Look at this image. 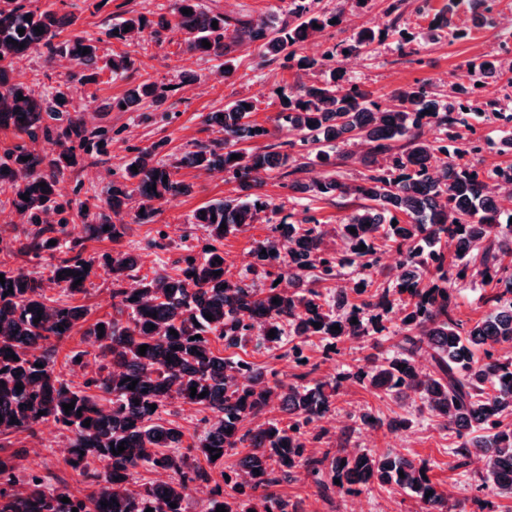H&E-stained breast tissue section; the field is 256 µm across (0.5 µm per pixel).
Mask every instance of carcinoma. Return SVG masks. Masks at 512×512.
Listing matches in <instances>:
<instances>
[{
    "instance_id": "carcinoma-1",
    "label": "carcinoma",
    "mask_w": 512,
    "mask_h": 512,
    "mask_svg": "<svg viewBox=\"0 0 512 512\" xmlns=\"http://www.w3.org/2000/svg\"><path fill=\"white\" fill-rule=\"evenodd\" d=\"M454 4L448 0L434 13L431 26L461 39L448 17ZM184 9L192 13L186 15ZM288 15L289 20L273 27L262 18H230L204 0H172L169 15L158 21L143 15L123 18L107 35L125 42L145 33L162 44L166 32L178 30L186 35L188 52L222 59L232 26L237 42H260L282 67L295 60L309 69L329 66L346 52L365 51L374 41L362 30L319 60L298 59L295 46L324 30L332 18L310 14L302 0H290ZM66 25L51 4L33 9L30 0H0V130L26 137L0 148V189L10 192L12 210L29 225L21 235H0L1 252L34 258L52 254L62 248L73 224L82 226L86 240L116 242L124 225L115 218L133 199H138L135 222L148 224L154 222L162 200L190 191L178 178L183 167L221 170L241 194L195 211L192 223L206 229L211 244L200 256L185 255L175 278L158 273L127 290L120 287V279L136 268V258L127 252L104 257V267L113 275L112 296L120 298L118 314H127L124 320L100 318L85 328L84 306L53 305L41 278L0 269L5 279L0 283V437L32 435L51 421L70 433L65 463L81 477L75 491L49 475L29 473L22 478L26 450L5 452L0 455V512H186L191 487L211 482L214 488L204 512H216L219 506L227 512H301L274 493L300 470L322 494L333 486L346 496L397 486L415 499L418 512H458L459 502L432 480L424 460L361 448L315 455L313 444L327 434L314 432L315 423L335 409L345 380L397 401L409 399L418 411L439 419L454 434L453 467L483 459L477 489L512 499V423L506 422L512 417V264H504L505 258H512V222L501 221L502 207L487 192L491 181L512 182V163L486 172L471 164L468 156L482 150V137L463 117L468 107L444 104L419 83L374 99L334 75L281 96L277 127L296 136L286 145L300 149L297 157L269 145L251 151L237 148L243 140L269 135L268 129L250 121L256 106L243 97L204 116V124L224 132V141L197 143L172 163L157 158L161 143L139 149L105 198H65L57 189L60 178L84 156L106 152L112 141L107 129H88L71 117L74 95L98 82L102 73L122 75L131 65L124 53L103 58L97 40L80 34L57 41ZM20 28L25 29L22 35ZM204 40L211 47L202 46ZM86 48L89 53L84 55ZM60 51L67 52L77 70L51 92L38 95L12 81L15 60L38 55L50 62ZM166 98L146 79L105 103L101 111L158 108ZM425 124L441 129L444 137L422 138L419 130ZM351 142L367 147L362 157L367 172L358 180L347 183L336 174L311 184L299 179L290 184L293 190L321 197L363 201L342 219L343 248L327 246L315 219L293 223L284 217L271 236L251 249L248 270L269 284L260 288L244 278L228 277L225 265L215 262L224 259V238L245 230L266 211L279 212L250 189L284 166L293 176L310 164H332L333 152L345 159L340 145ZM438 153L445 156L439 174L432 163ZM233 154L240 158L231 159ZM25 193L27 201L21 199ZM352 228L356 233H350ZM51 240L56 244L49 245ZM381 240L392 243L399 255L397 273L388 286L360 301L344 288L329 301L315 288L318 282L337 278L346 266L372 274ZM444 240L454 244L450 261L438 248ZM71 271L79 277L69 275ZM216 271L220 275H214ZM476 274L489 277L482 285L491 292L482 296L488 311L468 327L457 317L456 283ZM94 275L95 258L79 252L52 264L49 282L74 298L87 293ZM78 278L81 284L76 286ZM284 278L286 288L277 284ZM275 298L279 303H272ZM394 305L407 310L401 326L391 332L398 338L396 351L387 357L371 353L356 371L333 381L311 383L306 371L286 383L276 371L256 372L251 363L221 356L213 346L222 341L227 348L236 347L260 324L265 344L275 346L285 336L295 341L290 352L301 367L307 339L319 337L330 349L345 340H371L388 330L383 313ZM207 313L212 319L205 318ZM316 323L321 327H314ZM335 324L337 331L331 329ZM82 327L84 335L94 338V359L100 365L80 390L55 371V359L57 344ZM172 329L177 335L170 334ZM272 329L275 337L270 338ZM142 345L147 346L143 356ZM12 354L16 358H10ZM423 354L430 357L432 370L421 373L417 358ZM134 380L135 388L128 389ZM18 384L23 389H16ZM202 392L206 396L198 397ZM174 400L213 413L203 420L202 435L184 452L179 451V428L159 422L162 410ZM71 402L74 409L65 411L63 405ZM274 408L280 417H267ZM247 421L254 426L245 427ZM121 444L124 452L113 454L111 446ZM237 448L244 452L234 468L224 471V454ZM140 467L163 470L169 479L134 493L130 484ZM63 497L70 502H62ZM172 503L177 507H170Z\"/></svg>"
}]
</instances>
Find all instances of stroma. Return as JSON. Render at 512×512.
<instances>
[{"label":"stroma","mask_w":512,"mask_h":512,"mask_svg":"<svg viewBox=\"0 0 512 512\" xmlns=\"http://www.w3.org/2000/svg\"><path fill=\"white\" fill-rule=\"evenodd\" d=\"M59 14L74 17L72 32L100 37L119 18L143 14L149 19L167 13L172 0H56ZM312 13L339 16L340 22L301 44L299 55L321 58L334 44L349 39L361 29L373 30L376 40L370 51L351 56L345 67L348 79L377 97L417 83L428 84L431 92L441 100H458L470 104L472 122L486 141L484 149L472 156L479 170L487 171L503 163L499 143L512 132V87L505 81L486 79L476 84L471 63L485 59L506 61V47H512V36L495 25L474 24L470 0H461L452 17L453 25L465 29L461 39L434 34L428 15L419 13V0H402L399 25H392L389 7L393 0H306ZM289 0H214V10L229 16L263 18L272 25H281L288 18ZM185 36L179 31L169 32L163 44H155L137 36L129 40L125 51L132 61L125 78L102 76L99 83L79 90L75 104L78 119L86 127H111L112 143L106 155L85 158L82 165L66 172L58 184L59 193L67 198L75 191L105 196L112 182L136 151L153 143H162V155L177 157L191 143L221 139L218 129L205 126L206 113L224 109L234 100L250 97L258 102L252 119L265 126L267 143L288 141L286 132L278 129L275 118L280 108L279 92L302 84L321 81L328 77V68L301 70L285 69L271 60L256 43L233 46L230 53L235 62L231 74H221L216 62L192 55L185 50ZM408 41L410 55H402L401 41ZM64 58L46 64L37 57L15 60L12 78L15 82L45 91L62 82L71 72ZM151 79L170 93L160 109H142L138 112H103L100 104L107 99L122 96L131 85L142 79ZM181 180L190 184L184 195L167 198L160 204V213L154 223H135L132 214H124L125 234L119 243L86 240L82 243L84 256L101 257L115 251L138 255L139 265L132 276L124 278L123 287H137L143 277L160 271L177 275L180 260L186 254L201 255L209 242L205 230L190 221L194 211L204 205L238 195L235 183L225 179L222 172H206L184 167ZM258 195L271 200L282 214L293 221L315 217L327 235H335L346 214L345 208L310 193H296L286 186L285 178L271 173L256 189ZM372 351L370 342L347 340L328 350L324 341L313 337L307 340L303 354L314 369L313 377L328 381L348 372L358 361ZM287 344L275 348L252 340L240 348L228 349V356L251 362L254 368L275 369L280 378L291 379L296 371L287 356ZM369 411L381 419L395 415H412V425L404 430L391 431L384 427L370 428L353 418V411ZM335 424L320 420L327 436L321 451H336L343 443H351L376 453L394 451L404 456L424 459L432 466L434 481L451 488L460 499L463 512H512V500L472 490L475 467L456 469L452 466L453 439L439 422L424 414L411 413L409 406L394 399L377 395L355 382L345 385L343 396L334 412ZM13 447L28 451L25 464L42 474L55 475L70 489H77L79 477L66 466V437L53 423L42 424L35 435H17ZM277 494L300 502L306 512H415V501L396 488L383 487L357 496L336 493L321 497L305 474L295 481L277 487Z\"/></svg>","instance_id":"stroma-1"}]
</instances>
